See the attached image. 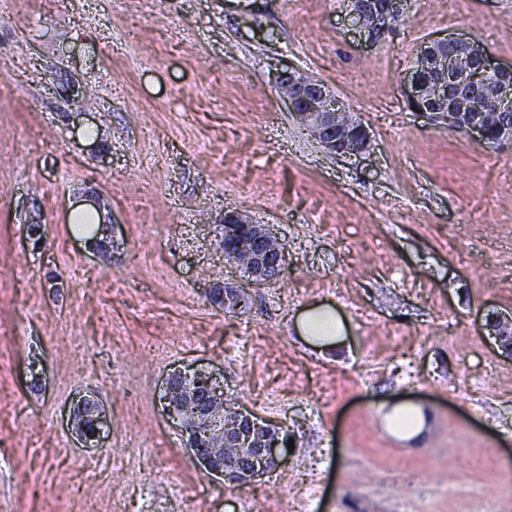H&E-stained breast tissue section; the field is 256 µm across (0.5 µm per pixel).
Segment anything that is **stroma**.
<instances>
[{
    "instance_id": "stroma-1",
    "label": "stroma",
    "mask_w": 512,
    "mask_h": 512,
    "mask_svg": "<svg viewBox=\"0 0 512 512\" xmlns=\"http://www.w3.org/2000/svg\"><path fill=\"white\" fill-rule=\"evenodd\" d=\"M154 2L0 0V512H459L476 487L512 512V359L487 330L512 314V144L406 95L449 34L512 64V0H409L374 39L348 0ZM285 68L349 106L365 155L321 150ZM228 210L287 255L244 315L207 298L244 280ZM317 305L340 345L300 335ZM188 368L288 432L265 477L197 465L161 400ZM85 395L107 414L96 448L73 426ZM397 405L421 410L413 435Z\"/></svg>"
}]
</instances>
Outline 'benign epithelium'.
<instances>
[{
	"label": "benign epithelium",
	"mask_w": 512,
	"mask_h": 512,
	"mask_svg": "<svg viewBox=\"0 0 512 512\" xmlns=\"http://www.w3.org/2000/svg\"><path fill=\"white\" fill-rule=\"evenodd\" d=\"M406 0H351L350 17L354 24L375 35L398 20L404 13ZM497 80L496 111L503 120L488 137L484 112L467 99L456 96L457 89L467 87L478 97L486 79ZM277 87L288 101L295 118L309 131L311 137L328 154L351 158L365 153L370 146V133L360 123L344 128L342 117L348 112L346 105L324 85L286 69L277 76ZM409 103L418 112L434 121L448 124L450 129L463 130L483 142L499 145L512 143V66L503 67L476 40L455 34L436 39L421 47L410 76ZM224 224H239L247 231V240L228 247L224 254L237 259L244 254V264L250 286H261L279 281L284 272V251L271 255L262 250L263 242L272 239L267 225L257 224L240 212H226ZM245 293L241 288L217 285L208 292V299L229 312L245 309ZM490 327L499 337L503 348L512 355V323L501 318L491 321ZM166 411L181 421L187 435L188 447L204 469L216 478H229L228 461L224 459L223 441H233L234 435L247 433L246 443L254 464L243 468V481L264 474L268 465H277L285 448L280 437L267 433L266 423L252 414L236 412L234 420H224V391L211 373L196 372L191 376L180 372L166 380ZM102 416L96 402L84 400L79 406V436L86 443L100 438ZM211 439L210 447L202 448L197 442L199 428Z\"/></svg>",
	"instance_id": "7a95c632"
}]
</instances>
